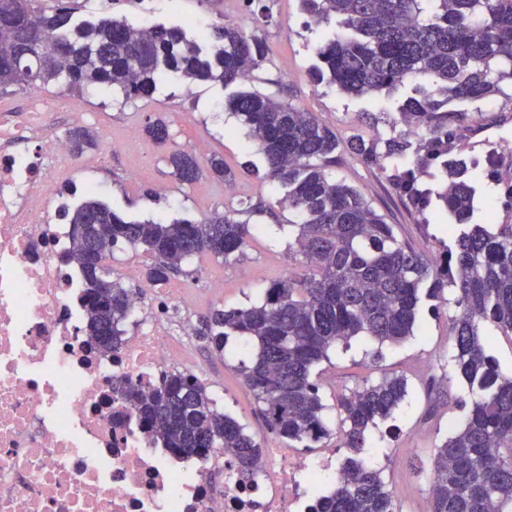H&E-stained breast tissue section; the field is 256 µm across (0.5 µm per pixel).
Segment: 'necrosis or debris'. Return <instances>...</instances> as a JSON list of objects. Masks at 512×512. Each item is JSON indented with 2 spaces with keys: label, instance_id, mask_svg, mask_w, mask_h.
I'll use <instances>...</instances> for the list:
<instances>
[{
  "label": "necrosis or debris",
  "instance_id": "1",
  "mask_svg": "<svg viewBox=\"0 0 512 512\" xmlns=\"http://www.w3.org/2000/svg\"><path fill=\"white\" fill-rule=\"evenodd\" d=\"M47 112L34 92L23 112L0 113V512H306V458L269 449L250 482L220 448L175 458L117 393L165 371L203 377L189 355L193 300L172 284L134 294L144 324L110 353L82 334L57 222L71 154Z\"/></svg>",
  "mask_w": 512,
  "mask_h": 512
}]
</instances>
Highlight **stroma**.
<instances>
[{
	"label": "stroma",
	"instance_id": "1",
	"mask_svg": "<svg viewBox=\"0 0 512 512\" xmlns=\"http://www.w3.org/2000/svg\"><path fill=\"white\" fill-rule=\"evenodd\" d=\"M73 5L78 22L106 11L132 22L148 17L156 23L181 27L191 18L208 25L228 15L238 16L246 31L256 32L264 40L267 52L263 66L247 82V90L284 95L315 113L342 142L365 130L389 137L391 131L386 125L365 128L363 113L395 111L413 94L405 85L390 92L348 97L333 86L314 83L309 70L315 62V49L332 27L314 23L302 12L299 0H271L266 16L261 15L258 4L250 5L246 0H182L178 12L170 11L167 0H73ZM234 91L231 85L191 84L175 77L160 83L151 96L129 100L105 88L71 91L60 81L42 89L46 98L67 97L89 113L85 126L99 139L95 149L73 158L66 168L65 183L77 188L69 198L71 204L81 202L91 185L97 198L132 221L197 219L242 200L263 202L264 212L239 216L240 221L260 226L261 231L254 234L236 261L227 263L205 255L192 260L184 273L176 276V283L198 299L199 306L192 311L197 323L214 308L260 302L270 284L300 262L296 229L290 224L292 215L278 204L283 190L264 181L263 155L248 130L224 107ZM158 118L168 124L172 135L165 146L157 145L144 131ZM178 149L192 152L203 163L212 155H222L233 174L234 195H226L224 182L208 176L192 184L179 182L167 162L170 151ZM141 166L146 169L145 177L131 180L130 170ZM336 175L364 193L377 211L395 224L400 239L426 253L438 249L437 226L415 223L392 194L381 171L346 155ZM213 281L223 282V294L209 293ZM453 312V304L440 306L425 298L419 305L415 334L406 342L379 347L361 338L350 348L332 350L314 373L331 434L313 447L301 449V456L331 469L338 467L345 451L339 448L336 436V394L386 376L406 375V399L390 418L370 428L364 455L394 490L398 512H424L436 448L448 437L450 426L463 423L461 404L470 398L448 360L449 317ZM195 351L207 366L208 391L218 410L244 425L257 442L271 441L260 406L237 371L240 363L252 360L253 346L231 336L223 355H216L200 342Z\"/></svg>",
	"mask_w": 512,
	"mask_h": 512
}]
</instances>
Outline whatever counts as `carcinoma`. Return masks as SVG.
Here are the masks:
<instances>
[{"instance_id":"1","label":"carcinoma","mask_w":512,"mask_h":512,"mask_svg":"<svg viewBox=\"0 0 512 512\" xmlns=\"http://www.w3.org/2000/svg\"><path fill=\"white\" fill-rule=\"evenodd\" d=\"M33 2L0 0V94L62 80L70 87L107 86L127 100L154 92L170 76L241 84L266 60L258 35L225 21L209 27L217 42L209 55L178 27L140 28L110 14L76 24L72 0H54L47 9ZM301 7L318 24L337 21L338 30L317 48L316 82L354 97L414 86L415 95L397 111L365 117L370 127L403 131L387 139L357 133L346 149L386 173L419 223L428 226L442 215L454 223L440 225L448 240H438V252L409 246L363 193L336 179L339 142L315 113L283 97L237 91L225 106L264 155L265 179L285 188L287 208L299 218L301 267L272 283L259 304L213 310L196 335L220 354L227 336L250 341L254 360L237 371L262 403L269 430L283 444L309 448L330 435L311 380L315 367L358 336L381 345L406 340L414 334L421 296L445 303L453 287L452 358L471 400L464 404V426L436 450L429 512H512V375L500 370L483 334L485 326L512 333V172L495 150L480 158L467 154L459 131L471 115L449 108L500 95L512 101V0H301ZM146 132L159 144L171 139L160 119ZM67 140L75 156L96 145L83 127L70 130ZM390 158L398 163L389 168L384 161ZM169 163L184 183L202 176L187 150L172 152ZM208 172L232 180L222 158H210ZM483 175L503 188L500 224L473 223ZM239 213L130 221L92 195L65 211L67 259L81 278L90 343L105 353L116 350L131 314L130 291L102 264L112 248L124 242L146 252L153 259L147 279L163 284L195 256L237 259L252 237L249 225L235 219ZM86 224L99 225L93 248ZM407 393L408 379L394 375L339 395L341 447L350 455L333 488L315 494L309 512H396L394 492L361 453L369 428L390 418ZM120 395L172 454L205 459L222 448L243 479L258 475L263 445L218 411L193 375L165 372L147 394L125 382Z\"/></svg>"}]
</instances>
